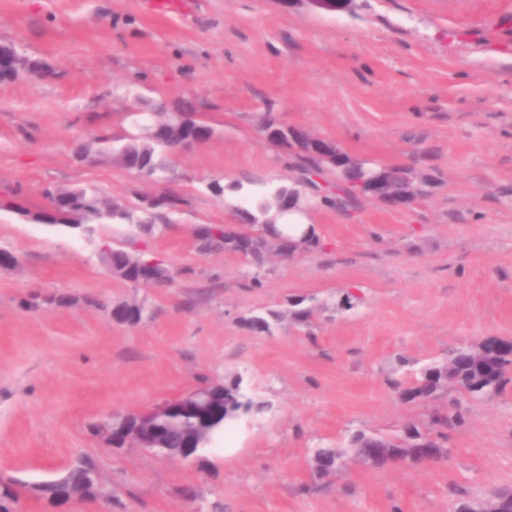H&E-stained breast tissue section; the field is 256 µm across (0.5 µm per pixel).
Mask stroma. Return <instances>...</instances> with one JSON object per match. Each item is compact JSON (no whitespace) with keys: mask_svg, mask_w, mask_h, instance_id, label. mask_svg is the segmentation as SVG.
Listing matches in <instances>:
<instances>
[{"mask_svg":"<svg viewBox=\"0 0 512 512\" xmlns=\"http://www.w3.org/2000/svg\"><path fill=\"white\" fill-rule=\"evenodd\" d=\"M0 42L45 59L38 83H0V195L34 213L49 190L96 185L135 205L174 195L173 223L130 237L173 273L165 288L109 270L95 244L0 212V480L19 512H452L512 486V385L487 400L456 389L404 400L449 347L512 338V0H356L352 12L304 0H0ZM184 97L213 136L180 151L155 182L78 143L126 128L139 99ZM376 165L421 172L404 206L324 200L336 171L305 191L314 252L199 254L195 230L233 224L212 179L264 190L301 177L266 141V113ZM48 295L66 304L43 305ZM145 303L128 326L113 302ZM309 310L306 322L290 318ZM276 310L271 332L248 320ZM241 378L259 416L230 422L187 460L107 446L94 425ZM458 402L444 463L372 468L347 456L317 476L318 448L393 434ZM88 457L101 497L54 504L39 485Z\"/></svg>","mask_w":512,"mask_h":512,"instance_id":"1","label":"stroma"}]
</instances>
